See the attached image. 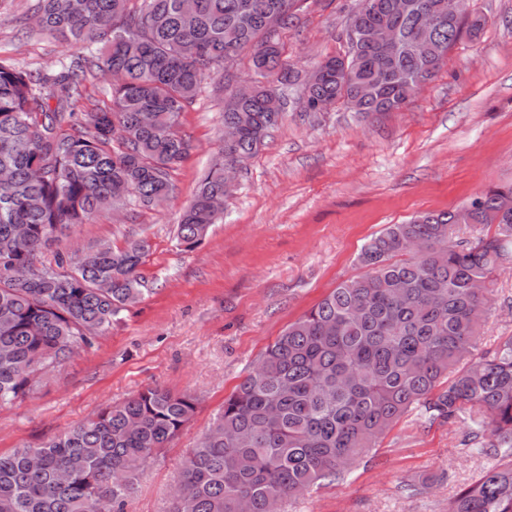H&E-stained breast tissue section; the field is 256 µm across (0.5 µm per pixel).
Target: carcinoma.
Wrapping results in <instances>:
<instances>
[{
	"instance_id": "carcinoma-1",
	"label": "carcinoma",
	"mask_w": 512,
	"mask_h": 512,
	"mask_svg": "<svg viewBox=\"0 0 512 512\" xmlns=\"http://www.w3.org/2000/svg\"><path fill=\"white\" fill-rule=\"evenodd\" d=\"M298 0H37L38 28L70 42L111 37L95 55L52 69L0 60V407L29 395L40 376L92 345L147 288L150 245L91 246L42 261L103 199L152 208L174 192L191 144L182 112L241 51L252 52L256 93L224 98L238 137L201 175L175 229L189 250L224 216V164H245L285 116L277 88L295 75L278 49ZM358 0L346 29V65L320 63L302 93L308 114L338 104L375 115L401 109L482 17L448 18V0ZM440 21L423 32L419 16ZM399 43L370 69L373 36ZM196 47L185 54V45ZM109 81L110 103L81 105L86 83ZM512 185L470 199L473 223L454 211L390 224L357 256L361 274L339 283L288 324L226 398L183 461L170 512H282L286 501L339 482L404 416L466 430L460 445L494 462L448 500V512H512V336L480 350L493 305L490 275L512 257ZM198 397L148 386L107 404L37 445L0 454V512H126L139 472L192 420Z\"/></svg>"
}]
</instances>
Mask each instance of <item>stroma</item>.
I'll return each mask as SVG.
<instances>
[{
    "label": "stroma",
    "mask_w": 512,
    "mask_h": 512,
    "mask_svg": "<svg viewBox=\"0 0 512 512\" xmlns=\"http://www.w3.org/2000/svg\"><path fill=\"white\" fill-rule=\"evenodd\" d=\"M33 0H0V58L31 68L88 54L34 27H21ZM355 0H302L280 34L295 75L343 47ZM485 20L463 36L437 77L403 109L361 117L344 106L301 112L299 86L287 114L241 169L224 219L194 249L175 226L216 157L224 99L251 73L242 51L229 73L209 79L184 112L192 148L159 209L104 211L57 245L73 255L97 243L144 237L143 300L32 393L0 408V453L34 444L93 417L109 403L159 385L191 392L192 420L140 475L126 512H168L185 453L266 347L340 282L357 276L369 237L415 214L452 210L494 185L512 184V0H471ZM490 348L512 336V265L496 274L494 310L483 326ZM462 423L399 421L346 479L286 503L285 512H448V500L488 468L461 446Z\"/></svg>",
    "instance_id": "35a3bbf8"
}]
</instances>
